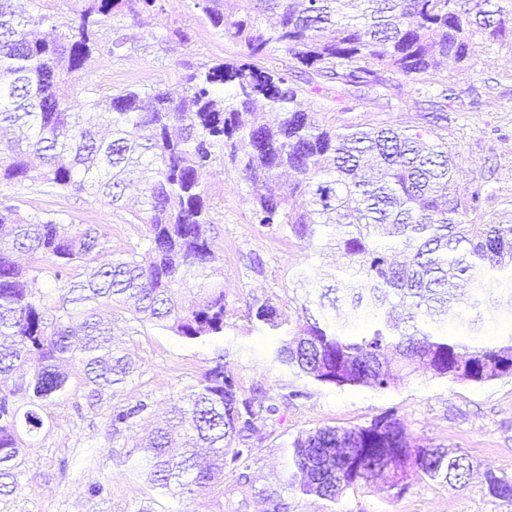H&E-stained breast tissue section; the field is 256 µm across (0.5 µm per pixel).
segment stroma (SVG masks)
<instances>
[{
	"label": "stroma",
	"instance_id": "1",
	"mask_svg": "<svg viewBox=\"0 0 512 512\" xmlns=\"http://www.w3.org/2000/svg\"><path fill=\"white\" fill-rule=\"evenodd\" d=\"M152 26L124 22L128 38L122 57L102 59L67 84L62 93L74 109H81L83 86L111 94L124 85L158 86L177 94L185 65H212L239 57L242 48L224 39L194 9L192 0H163ZM168 28L187 31L185 43H157L153 32ZM447 71L462 88H475L480 105L457 113L445 138L448 152L460 169L462 184L490 193L491 209L512 194V44L477 49L469 66L448 64ZM494 79L493 90L484 82ZM307 110L327 124L344 126L381 119L375 103L346 100L344 106L318 95L304 98ZM205 181L216 206V241L220 247L217 276L224 282V303L233 315V335L211 343H187L147 322L130 330L122 319L113 322V334L131 357L134 372L116 392L110 405L94 413L75 408L83 393L80 371L70 376L68 394L48 409L41 433L27 442L19 468V492L0 495V512H210V499L187 500L158 494L145 479L132 476L125 465L142 434L161 419L172 400L188 393L199 375L218 354H225L245 394L263 389L282 392L289 385L306 388L310 396L281 411L259 427L255 487L234 478L224 480V512H235L242 499H254L256 488L275 483L284 472L286 447L299 434L320 426L351 428L391 415L407 426L417 442L459 449L469 455L474 470L463 485L432 481L407 470L400 486L378 483L348 490L330 503L313 496H289L292 512H512V502L492 497L485 475L512 480V379L486 384L452 382L418 372L398 387L320 386L293 376L270 359L275 337L250 329L245 314L253 297L271 299L292 324L301 321L300 306L312 289L331 284L343 258L320 252L303 242L279 235H258L246 201L248 188L231 164H214ZM21 212L62 214L76 224L91 226L102 235L107 258H121L142 245L146 227L129 221L126 210L101 199L58 192L38 182H25L13 191ZM260 258L261 268L251 266ZM310 282L301 283L300 273ZM512 333V283L494 282L488 288L483 319L475 324H452L449 336L468 345H485ZM150 397V415L118 441L109 434L113 407ZM104 487L101 496L89 485Z\"/></svg>",
	"mask_w": 512,
	"mask_h": 512
}]
</instances>
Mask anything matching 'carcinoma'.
I'll return each mask as SVG.
<instances>
[{
	"label": "carcinoma",
	"instance_id": "cac0c4a2",
	"mask_svg": "<svg viewBox=\"0 0 512 512\" xmlns=\"http://www.w3.org/2000/svg\"><path fill=\"white\" fill-rule=\"evenodd\" d=\"M32 2L25 15L0 0V137L9 142L0 189L37 177L117 208L135 180L142 201L132 217L147 234L144 247L106 261L96 229L50 213L24 216L8 196L0 199V494L17 488L24 437L40 434L47 409L68 392L65 363L81 366L90 410L132 375L101 307L188 343L215 342L235 328L224 287L212 280L215 211L203 175L217 161L248 185L258 233L342 250L346 316L371 321L349 334L341 314L327 312L337 309L335 288L302 305L296 330L285 328L271 299L255 297L252 328L283 337L273 361L336 388L386 390L418 369L474 384L512 378V334L494 346L448 338V324L461 306L480 303L488 277L512 279V224L486 209L480 189L461 186L456 162L442 150L448 107L463 102V92L441 68L445 60L468 65L480 46L512 44V0H192L244 48L242 59L186 74L177 98L127 86L90 97L83 112L71 111L59 85L78 82L105 56H121L123 19L148 24L160 0H74L68 14L60 0ZM297 69L307 86L294 83ZM395 75L426 94L416 105L434 126L402 129L381 119L336 127L302 106L308 93L340 103L363 88L391 112L402 96ZM284 170L296 175L287 186ZM18 251L39 265H19ZM74 266L84 279L70 278ZM463 278L472 291L456 298L454 280ZM44 279L57 288L42 291ZM224 358L148 433L145 454L128 459L162 494L222 496L227 472L253 485L259 425L309 398L293 385L248 396ZM152 406L144 398L112 408V440ZM408 466L457 484L473 468L465 453L417 444L401 421L381 416L298 435L286 451L288 478L258 497L262 512H290V490L334 503L381 472L395 486ZM486 482L492 496L512 501V481L489 473Z\"/></svg>",
	"mask_w": 512,
	"mask_h": 512
}]
</instances>
